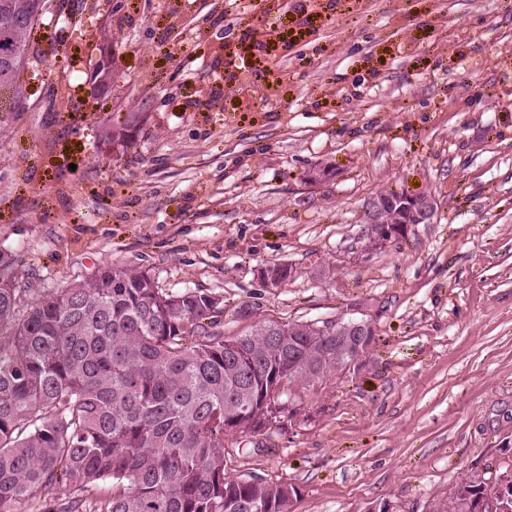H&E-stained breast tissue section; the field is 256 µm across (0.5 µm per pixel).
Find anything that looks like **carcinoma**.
Returning <instances> with one entry per match:
<instances>
[{
  "mask_svg": "<svg viewBox=\"0 0 512 512\" xmlns=\"http://www.w3.org/2000/svg\"><path fill=\"white\" fill-rule=\"evenodd\" d=\"M41 14L35 0H0V112H19V81ZM222 298L172 294L147 269L103 264L64 288L28 296L0 271V512H292L299 489L225 473V438L268 437L288 417L265 410L306 372L337 369L336 355L305 370L288 357L299 336L311 358L312 322L267 321L224 352ZM497 486L470 472L433 512H478Z\"/></svg>",
  "mask_w": 512,
  "mask_h": 512,
  "instance_id": "carcinoma-1",
  "label": "carcinoma"
}]
</instances>
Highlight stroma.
<instances>
[{
  "label": "stroma",
  "instance_id": "1",
  "mask_svg": "<svg viewBox=\"0 0 512 512\" xmlns=\"http://www.w3.org/2000/svg\"><path fill=\"white\" fill-rule=\"evenodd\" d=\"M31 45L27 108L0 124L18 288L132 265L220 294L228 336L354 303L375 326L365 366L296 390L291 425L242 440L228 475L294 484V512H424L512 467V0H64ZM321 163L337 176L308 184ZM410 184L433 223L360 259L365 201Z\"/></svg>",
  "mask_w": 512,
  "mask_h": 512
}]
</instances>
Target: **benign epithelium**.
<instances>
[{
    "mask_svg": "<svg viewBox=\"0 0 512 512\" xmlns=\"http://www.w3.org/2000/svg\"><path fill=\"white\" fill-rule=\"evenodd\" d=\"M435 212L436 203L432 196L407 188L396 191L393 197H370L365 203V237L360 256L367 259L376 251L400 241L415 224L433 223ZM349 311L350 316L326 321L316 329L321 331V339L336 341V355L350 358L353 364L371 345L375 328L371 321L355 317L360 305L353 304Z\"/></svg>",
    "mask_w": 512,
    "mask_h": 512,
    "instance_id": "obj_1",
    "label": "benign epithelium"
}]
</instances>
